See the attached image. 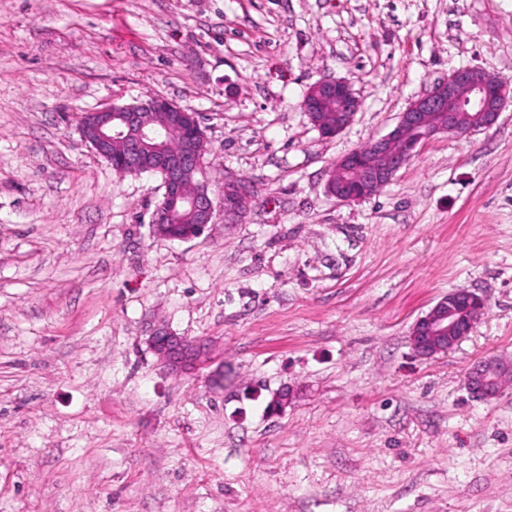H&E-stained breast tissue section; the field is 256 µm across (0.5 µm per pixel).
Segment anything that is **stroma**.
<instances>
[{
	"mask_svg": "<svg viewBox=\"0 0 512 512\" xmlns=\"http://www.w3.org/2000/svg\"><path fill=\"white\" fill-rule=\"evenodd\" d=\"M465 67L512 82V0H0V512H512V386H466L512 359V104L371 198L326 191ZM332 76L360 109L325 138L301 102ZM152 96L197 113L245 219L153 235L160 177L78 131ZM461 288L481 320L417 357ZM158 328L209 361L171 374ZM485 308V299L468 289L442 296L412 325L409 336L412 351L421 358L448 353L471 333ZM511 375V359L489 357L470 369L466 377V385L473 397L491 401L500 395L501 381Z\"/></svg>",
	"mask_w": 512,
	"mask_h": 512,
	"instance_id": "stroma-1",
	"label": "stroma"
}]
</instances>
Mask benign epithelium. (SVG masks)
<instances>
[{"label":"benign epithelium","instance_id":"benign-epithelium-1","mask_svg":"<svg viewBox=\"0 0 512 512\" xmlns=\"http://www.w3.org/2000/svg\"><path fill=\"white\" fill-rule=\"evenodd\" d=\"M512 85L478 67L463 68L415 99L399 113L393 129L338 158L327 182L328 193L341 202H357L375 195L415 157L426 141L439 134L468 135L495 124L508 103ZM330 106L336 112V126L327 132L335 137L343 132L359 111L360 102L344 78H325L310 86L302 101L303 111L312 115ZM154 112L170 113L171 123L200 126L196 113L177 103L155 96L144 102L116 105L83 113L79 133L83 141L112 167L122 172L146 173L141 165L146 155L164 183L163 205L156 209L152 223L168 224L181 209L191 211L198 227L213 223L215 200H220L224 223L235 224L251 210L253 196L236 179L224 180L221 194L209 183L188 180L203 171V152H171L157 136ZM121 154L112 156V144ZM486 308L485 299L475 291L457 289L442 296L410 329V345L416 356L431 358L454 349L478 323ZM154 352L165 367L176 372L199 369L208 361V350L168 331L150 339ZM512 375V361L489 357L478 362L467 374L466 385L472 396L491 401L501 393V381Z\"/></svg>","mask_w":512,"mask_h":512}]
</instances>
